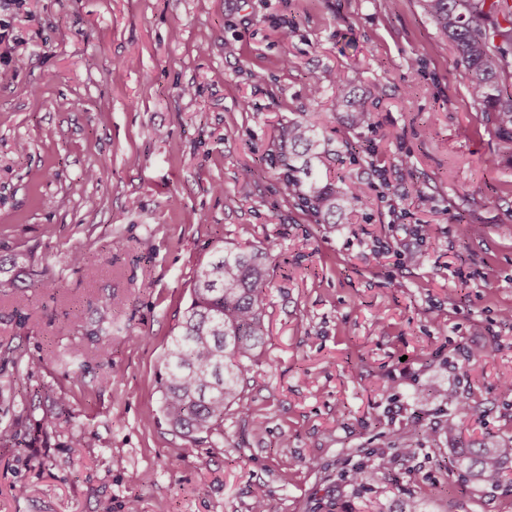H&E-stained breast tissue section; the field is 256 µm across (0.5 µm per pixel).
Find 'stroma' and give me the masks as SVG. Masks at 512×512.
<instances>
[{"instance_id": "stroma-1", "label": "stroma", "mask_w": 512, "mask_h": 512, "mask_svg": "<svg viewBox=\"0 0 512 512\" xmlns=\"http://www.w3.org/2000/svg\"><path fill=\"white\" fill-rule=\"evenodd\" d=\"M0 19L26 58L0 60V255L56 281L18 313L0 298L21 354L0 387L44 411L67 394L74 414L47 447H0V512H512V468L466 482L445 430L454 391L485 412L464 439L512 438V155L420 0H23ZM327 70L382 90L374 127L312 95ZM301 114L360 147L335 172L369 203L333 227L267 157ZM260 244L267 342L222 434L187 446L155 375L197 269ZM104 297L112 333L93 341ZM81 430L96 445L76 458Z\"/></svg>"}]
</instances>
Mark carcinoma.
<instances>
[{
    "mask_svg": "<svg viewBox=\"0 0 512 512\" xmlns=\"http://www.w3.org/2000/svg\"><path fill=\"white\" fill-rule=\"evenodd\" d=\"M431 18L435 35L454 47L469 75V91L480 106L488 126L512 153V0H421ZM336 88V112L346 111L351 130L372 125L371 100L357 94L349 83L330 72L313 78V93L325 86ZM319 127L305 119H292L279 128L271 161L280 171L295 204L318 224H334L336 216L350 213L368 201L363 192L342 177L331 176L336 153L353 152L345 138L338 149ZM274 258L270 247L250 245L218 251L199 267L191 286V301L178 333L171 338L156 383L162 413L172 431L188 444L202 435L222 432L224 413L241 401L250 361L266 343L264 317L266 289L271 283ZM32 276L29 260L13 256L0 261V295L19 307L27 301L22 287ZM109 303L96 308L99 319L90 335L112 332ZM11 421L0 427V444H23L30 431L48 432L60 421L71 419L69 400L61 394L55 411L35 420V403L27 401L15 409L13 399H1ZM457 410L478 419L479 407L464 395L452 397ZM512 463V441L464 444L456 452V464L475 484L498 485L507 463Z\"/></svg>",
    "mask_w": 512,
    "mask_h": 512,
    "instance_id": "obj_1",
    "label": "carcinoma"
}]
</instances>
